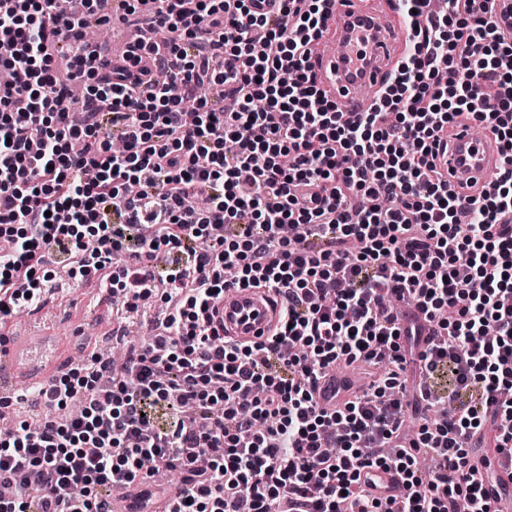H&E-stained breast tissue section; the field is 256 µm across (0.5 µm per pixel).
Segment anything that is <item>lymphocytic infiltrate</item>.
<instances>
[{
    "mask_svg": "<svg viewBox=\"0 0 512 512\" xmlns=\"http://www.w3.org/2000/svg\"><path fill=\"white\" fill-rule=\"evenodd\" d=\"M105 0H0V317L36 306L58 266L99 275L126 308L165 284L162 332L123 370L94 355L30 395L38 428L0 434V512H112L114 486L155 469L184 473L172 512H387L361 473L394 469V512H492L468 448L494 425L512 456V40L491 0H397L407 51L370 111L341 112L313 74L329 0H125L166 32V82L106 69L84 37ZM64 49L66 69L55 53ZM224 68L214 71L213 58ZM216 81L222 105L198 98ZM497 137L504 164L462 198L434 147L459 120ZM126 148L114 152L105 122ZM206 195L205 209L186 207ZM138 246H130V235ZM176 253L163 276L148 262ZM285 299L265 342L221 334L209 312L227 287ZM441 330L418 354L426 377L456 370L459 403L403 430L401 375L418 326L392 295ZM382 367L335 413L313 388L341 364ZM78 416H65L73 401ZM172 412L154 426L155 406ZM436 458L433 473L421 454Z\"/></svg>",
    "mask_w": 512,
    "mask_h": 512,
    "instance_id": "f902f5d3",
    "label": "lymphocytic infiltrate"
}]
</instances>
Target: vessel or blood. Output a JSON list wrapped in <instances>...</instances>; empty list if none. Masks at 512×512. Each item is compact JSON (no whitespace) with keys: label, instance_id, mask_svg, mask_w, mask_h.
I'll return each instance as SVG.
<instances>
[{"label":"vessel or blood","instance_id":"obj_1","mask_svg":"<svg viewBox=\"0 0 512 512\" xmlns=\"http://www.w3.org/2000/svg\"><path fill=\"white\" fill-rule=\"evenodd\" d=\"M492 20L500 37L512 40V0H492ZM399 11L395 0H385L382 9L369 7L366 0H334L325 23V37L336 49L313 55L312 65L318 83L328 90L346 112L367 111V91L379 90L395 74L401 58L400 46L407 38L406 26L397 22ZM369 38V49L363 61L351 62L352 44L356 36ZM438 164L447 170L457 192L476 195L492 172L502 164V154L493 133L475 136L470 122L460 121L450 136L441 140ZM282 304L266 291L255 288H231L218 305L224 321L225 336L240 341H262L273 333ZM50 331L16 332L10 321L0 322V362L15 372L25 374L33 382H41L40 366L31 362L24 351L32 340L48 338ZM348 376L329 372L316 386V399L321 409L331 411L342 404L344 395L353 389Z\"/></svg>","mask_w":512,"mask_h":512}]
</instances>
